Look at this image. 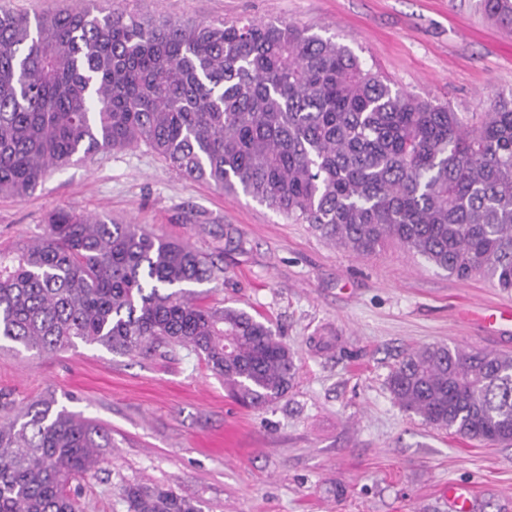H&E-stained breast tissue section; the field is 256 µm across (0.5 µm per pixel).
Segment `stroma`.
I'll return each mask as SVG.
<instances>
[{
    "label": "stroma",
    "instance_id": "stroma-1",
    "mask_svg": "<svg viewBox=\"0 0 512 512\" xmlns=\"http://www.w3.org/2000/svg\"><path fill=\"white\" fill-rule=\"evenodd\" d=\"M477 0H0V11L118 9L214 23L291 22L347 45L391 87L458 112L512 91V33ZM71 208L183 241L224 269L210 306L269 319L297 357L288 393L260 409L230 396L196 353L119 355L76 342L41 354L0 344V411L56 397L112 436L81 512H126L121 487L165 485L199 512H452L449 484L474 512H512V444L486 446L426 425L387 377L430 343L512 354V319L487 310L512 291L460 281L389 244L367 256L242 194L179 175L146 146L75 155L30 196H0V248L43 233Z\"/></svg>",
    "mask_w": 512,
    "mask_h": 512
}]
</instances>
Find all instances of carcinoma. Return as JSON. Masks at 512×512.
<instances>
[{
    "label": "carcinoma",
    "instance_id": "carcinoma-1",
    "mask_svg": "<svg viewBox=\"0 0 512 512\" xmlns=\"http://www.w3.org/2000/svg\"><path fill=\"white\" fill-rule=\"evenodd\" d=\"M512 30V0H479ZM146 146L186 178L242 192L358 255L397 243L458 280L512 290V93L486 112L392 89L345 45L291 23L0 13V195L25 198L78 153ZM222 269L192 246L62 209L0 252V341L191 349L233 396H284L295 353L270 322L203 303ZM387 387L425 424L512 442V355L432 343ZM109 433L51 397L0 417V512H78ZM127 512H200L127 484Z\"/></svg>",
    "mask_w": 512,
    "mask_h": 512
}]
</instances>
